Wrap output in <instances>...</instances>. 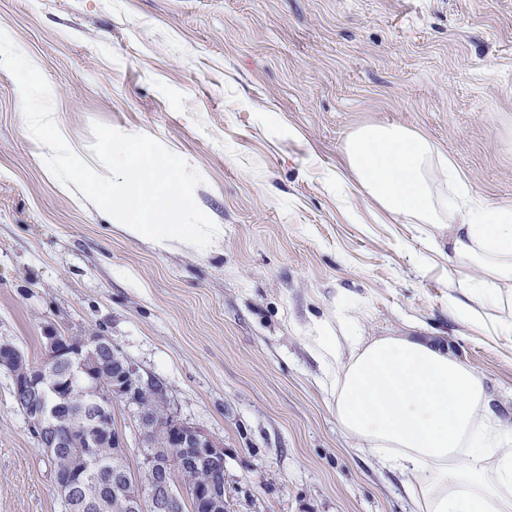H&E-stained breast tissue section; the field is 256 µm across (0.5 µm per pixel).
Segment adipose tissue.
Listing matches in <instances>:
<instances>
[{
    "instance_id": "adipose-tissue-1",
    "label": "adipose tissue",
    "mask_w": 512,
    "mask_h": 512,
    "mask_svg": "<svg viewBox=\"0 0 512 512\" xmlns=\"http://www.w3.org/2000/svg\"><path fill=\"white\" fill-rule=\"evenodd\" d=\"M344 153L359 184L400 223L447 230V243L430 246L448 251L461 316L477 317V305L512 292V206L470 205L453 163L405 127H360ZM438 181L448 195L435 193ZM351 346L345 361L323 348L336 417L361 450L411 476L415 512H512V424L493 412L482 378L419 336H355ZM492 454L499 461L490 471L483 462Z\"/></svg>"
}]
</instances>
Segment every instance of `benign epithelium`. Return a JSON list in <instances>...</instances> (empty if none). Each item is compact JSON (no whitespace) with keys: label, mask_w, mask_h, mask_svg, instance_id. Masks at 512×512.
Returning <instances> with one entry per match:
<instances>
[{"label":"benign epithelium","mask_w":512,"mask_h":512,"mask_svg":"<svg viewBox=\"0 0 512 512\" xmlns=\"http://www.w3.org/2000/svg\"><path fill=\"white\" fill-rule=\"evenodd\" d=\"M44 352L41 365L33 372L15 369L20 351L10 345L0 351V369L12 377L15 402L25 401L30 410L24 412L39 447L50 453L56 448H70L77 457L79 479L68 488L64 497L65 512H91L96 503L86 492V481L98 468L94 448L98 447L93 428L112 417V403L120 401L134 407L139 413L145 435L161 433L168 448L165 458L159 459L147 453L143 465L156 474V480L147 493L152 512H181L179 493L172 488L173 469L187 464L207 463L214 470H224V448L203 430L184 423L167 413L152 420L139 404L140 393L146 389L156 391V399L167 407L166 389L156 381L143 382L137 370L129 363L112 375V388L100 389L92 382L94 364L104 360L107 352L113 351L112 341L103 334L81 336L63 342L52 327L44 329ZM64 372L73 383H79L93 393L89 406L82 414L83 421L64 427L63 415L50 414L54 402L61 397L58 372ZM192 496L197 506L206 512L224 508V483L214 482L196 487Z\"/></svg>","instance_id":"obj_1"}]
</instances>
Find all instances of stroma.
Listing matches in <instances>:
<instances>
[{"label": "stroma", "mask_w": 512, "mask_h": 512, "mask_svg": "<svg viewBox=\"0 0 512 512\" xmlns=\"http://www.w3.org/2000/svg\"><path fill=\"white\" fill-rule=\"evenodd\" d=\"M0 31L50 85L91 167V129L144 133L202 176L224 228L201 252L128 237L65 185L0 68V342L40 360L43 329L101 333L168 409L224 448L226 512H412L405 476L337 418L327 336H430L512 419V335L498 309L450 306L428 224H400L350 173L368 124L428 137L473 203L512 206V0H0ZM131 475L138 414L112 407ZM0 512H63L50 457L0 370Z\"/></svg>", "instance_id": "obj_1"}]
</instances>
